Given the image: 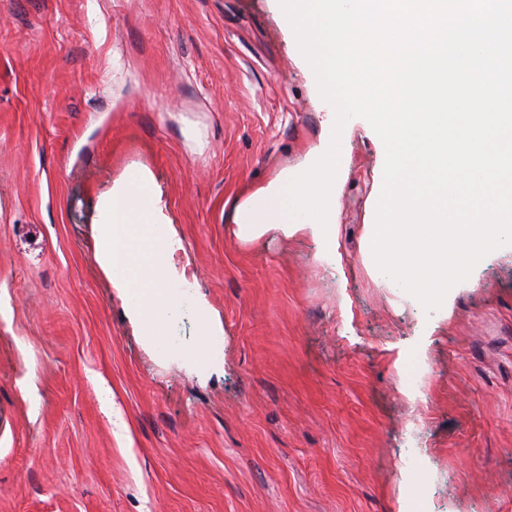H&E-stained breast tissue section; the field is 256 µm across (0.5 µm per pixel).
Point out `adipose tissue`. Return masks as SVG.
<instances>
[{"mask_svg":"<svg viewBox=\"0 0 512 512\" xmlns=\"http://www.w3.org/2000/svg\"><path fill=\"white\" fill-rule=\"evenodd\" d=\"M95 259L144 336L161 342L174 304L168 281L180 242L150 174L132 170L112 187L95 226Z\"/></svg>","mask_w":512,"mask_h":512,"instance_id":"obj_1","label":"adipose tissue"}]
</instances>
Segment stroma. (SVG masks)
Masks as SVG:
<instances>
[{"instance_id": "35a3bbf8", "label": "stroma", "mask_w": 512, "mask_h": 512, "mask_svg": "<svg viewBox=\"0 0 512 512\" xmlns=\"http://www.w3.org/2000/svg\"><path fill=\"white\" fill-rule=\"evenodd\" d=\"M325 119L269 0H0V512H512V255L445 317L376 275L361 117L336 267L310 231L234 233L225 201ZM132 169L223 331L209 368L142 336L95 261Z\"/></svg>"}]
</instances>
